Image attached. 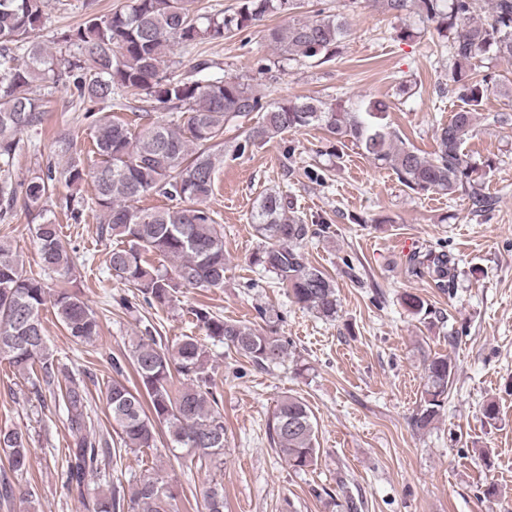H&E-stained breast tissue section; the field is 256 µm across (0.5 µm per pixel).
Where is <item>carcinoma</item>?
<instances>
[{
    "label": "carcinoma",
    "mask_w": 512,
    "mask_h": 512,
    "mask_svg": "<svg viewBox=\"0 0 512 512\" xmlns=\"http://www.w3.org/2000/svg\"><path fill=\"white\" fill-rule=\"evenodd\" d=\"M357 0H344V11L314 20L295 19L286 28L263 29V38L279 65L307 61L330 62L339 53L349 26L346 11ZM396 14L416 11L423 28L434 29L447 40L452 81L464 107L453 113L437 134V150L426 157L400 142L385 122L387 106L363 99L349 105L320 96H303L260 104L252 88L226 78L215 65L203 61L188 74L168 71L174 46L197 45L229 37L257 25L268 16L291 15L301 0H241L231 15L202 13L196 0H127L110 14L89 13L72 30L61 33L57 44L68 54H56L31 39L45 18L48 0H0V219H6L18 199L26 207L43 210L56 184L75 185L92 179V205L98 212L100 234L119 239L106 254V266L148 305L168 308L181 288L224 287V231L214 219L209 200L216 170L224 163L226 125L264 111L262 122L250 129L246 144L266 142L286 131L319 127L360 146L377 164L388 167L415 192L465 197L470 210L492 208L494 198L474 168L463 145L475 132V107L490 90L492 77L478 74L485 60H512V0H490L485 21L473 17L478 0H384ZM26 60L19 62L18 51ZM35 83L68 87L85 105L96 163L88 167L80 155L64 164L47 161L30 179L12 178L19 136L42 122L44 111L30 95ZM123 92L141 104L172 105L185 119L152 122L139 130L107 112L114 95ZM150 193L177 202L174 207L141 208ZM82 198L64 197V207L79 219L90 205ZM264 245L252 262L270 273L288 290L292 302L325 319L336 317V287L324 271L309 263L298 250L308 226L294 215V203L274 192L261 197L251 214ZM43 270L60 275L71 271L72 259L57 225L50 219L34 228ZM173 261L170 272L154 268L147 255ZM455 258L445 252L418 251L410 273L431 277L444 288L454 277ZM51 306L58 323L76 341L94 343L99 320L80 292L67 285L50 289L42 279L26 277L10 246L0 243V358L15 373L30 379L35 370L49 380L52 352L41 312ZM206 334L235 349L251 363L268 369L285 362L288 343L274 327L226 320L208 308L192 309ZM203 346L184 336L168 347L143 336L127 355L139 388L119 379L106 389L113 430L130 450L152 448L156 428L165 427L169 447L182 451L186 467L224 464L226 430L219 410L216 384L204 371ZM426 383L415 424L429 427L441 414L453 381L448 356L433 358L425 368ZM73 448L65 483L77 488L101 472L111 456L107 439L98 435L88 416V395L73 383L61 394ZM270 442L279 448L289 468L304 471L318 458L314 416L300 398L278 401L271 423ZM0 451L14 479L0 480V499L15 493L21 501L33 497L18 484L26 480L32 448L29 436L16 429H0ZM172 495L163 479L143 476L126 497L115 487L93 503L94 512H171ZM205 512H224V485L211 480L204 492Z\"/></svg>",
    "instance_id": "cac0c4a2"
}]
</instances>
